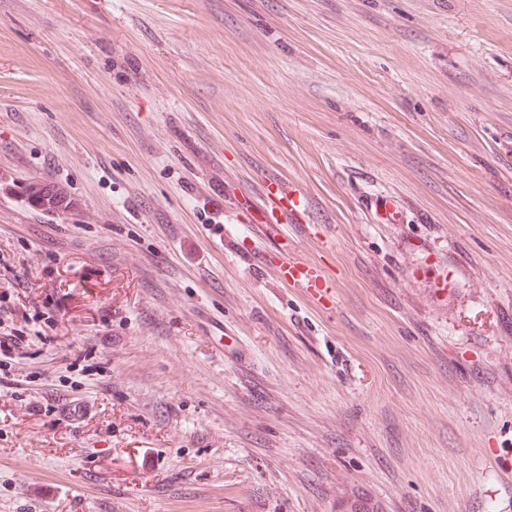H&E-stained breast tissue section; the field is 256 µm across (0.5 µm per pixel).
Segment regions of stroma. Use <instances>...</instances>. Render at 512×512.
<instances>
[{
  "label": "stroma",
  "instance_id": "1",
  "mask_svg": "<svg viewBox=\"0 0 512 512\" xmlns=\"http://www.w3.org/2000/svg\"><path fill=\"white\" fill-rule=\"evenodd\" d=\"M5 288L0 512H512V0H0ZM27 201L34 207H42L49 211H64L69 202L57 190L46 189V184L32 182L25 187ZM300 208L299 198L293 197L292 190L284 184L280 188V195L277 203L272 205V211L278 212L274 224H266L267 228L280 230L285 224H291L294 216ZM287 274L290 275L294 285L305 288L312 295H319L327 289L326 282L301 263H289ZM3 295L6 305L1 307L0 302V369L4 370L5 374H8L6 369L8 366L11 367L10 362L13 361L16 356H20L22 354L21 350L28 344L32 329L27 326L33 323V321H28V318H33L38 315V307H33L35 314L31 315L27 313L28 306L26 301L21 298L20 294H17L16 297L10 294L8 301H6V292H4ZM19 313H21V319L24 321V325H21V323L19 325L15 322L13 316ZM4 316H6V319ZM33 319L38 321V317Z\"/></svg>",
  "mask_w": 512,
  "mask_h": 512
}]
</instances>
